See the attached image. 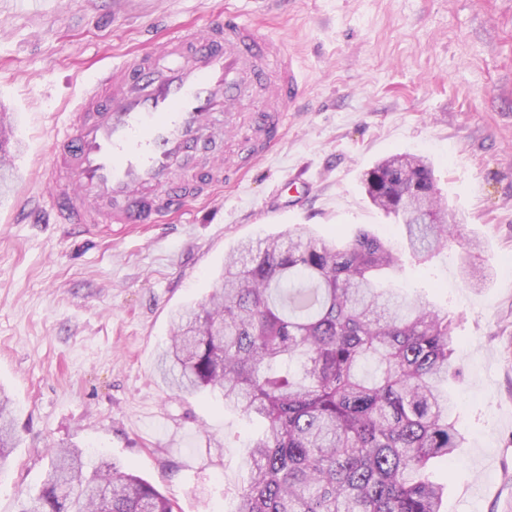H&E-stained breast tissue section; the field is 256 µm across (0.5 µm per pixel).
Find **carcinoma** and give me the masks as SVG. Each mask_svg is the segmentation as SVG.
<instances>
[{
    "mask_svg": "<svg viewBox=\"0 0 512 512\" xmlns=\"http://www.w3.org/2000/svg\"><path fill=\"white\" fill-rule=\"evenodd\" d=\"M371 203L404 225L409 255L454 237L431 166L393 155L366 173ZM400 254L365 231L351 241L285 232L240 245L208 302L175 315L160 353L165 384L262 424L244 462L235 512H440L446 464L462 438L443 390L453 370L448 313L377 286ZM0 389V470L14 445ZM41 489L19 512H175L170 498L112 462L51 448Z\"/></svg>",
    "mask_w": 512,
    "mask_h": 512,
    "instance_id": "cac0c4a2",
    "label": "carcinoma"
}]
</instances>
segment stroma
<instances>
[{
	"instance_id": "obj_1",
	"label": "stroma",
	"mask_w": 512,
	"mask_h": 512,
	"mask_svg": "<svg viewBox=\"0 0 512 512\" xmlns=\"http://www.w3.org/2000/svg\"><path fill=\"white\" fill-rule=\"evenodd\" d=\"M229 11L282 42L301 70L299 110L265 158L164 224H36L0 186V387L17 443L0 512L46 478L47 450L116 460L176 503L232 512L258 434L219 393L176 397L158 355L174 314L204 304L241 241L288 230L405 245L363 176L414 154L433 168L456 241L404 258L393 287L447 310L459 339L448 381L465 439L442 473L444 512H512V0H0V112L22 179L95 73L199 31ZM492 275L469 288L468 259Z\"/></svg>"
}]
</instances>
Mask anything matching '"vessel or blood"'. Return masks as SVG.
I'll return each mask as SVG.
<instances>
[{"instance_id":"obj_1","label":"vessel or blood","mask_w":512,"mask_h":512,"mask_svg":"<svg viewBox=\"0 0 512 512\" xmlns=\"http://www.w3.org/2000/svg\"><path fill=\"white\" fill-rule=\"evenodd\" d=\"M257 91L248 165L277 145L301 95L294 56L235 14L200 33L171 28L161 54L112 64L73 103L42 158L39 206L59 224L163 223L223 186V168L198 162Z\"/></svg>"}]
</instances>
